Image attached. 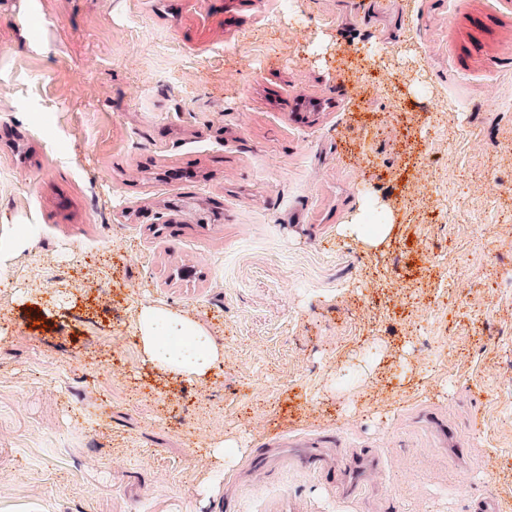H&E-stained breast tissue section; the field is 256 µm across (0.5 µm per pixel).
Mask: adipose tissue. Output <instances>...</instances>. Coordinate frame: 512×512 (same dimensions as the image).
Masks as SVG:
<instances>
[{"instance_id": "obj_1", "label": "adipose tissue", "mask_w": 512, "mask_h": 512, "mask_svg": "<svg viewBox=\"0 0 512 512\" xmlns=\"http://www.w3.org/2000/svg\"><path fill=\"white\" fill-rule=\"evenodd\" d=\"M136 326L147 362L160 372L198 380L223 358L208 330L170 308L140 306Z\"/></svg>"}]
</instances>
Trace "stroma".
Wrapping results in <instances>:
<instances>
[{
	"mask_svg": "<svg viewBox=\"0 0 512 512\" xmlns=\"http://www.w3.org/2000/svg\"><path fill=\"white\" fill-rule=\"evenodd\" d=\"M372 202L375 249L343 231ZM143 304L223 362L154 369ZM316 436L380 458L358 496ZM484 499L512 512V0H0V512Z\"/></svg>",
	"mask_w": 512,
	"mask_h": 512,
	"instance_id": "1",
	"label": "stroma"
}]
</instances>
